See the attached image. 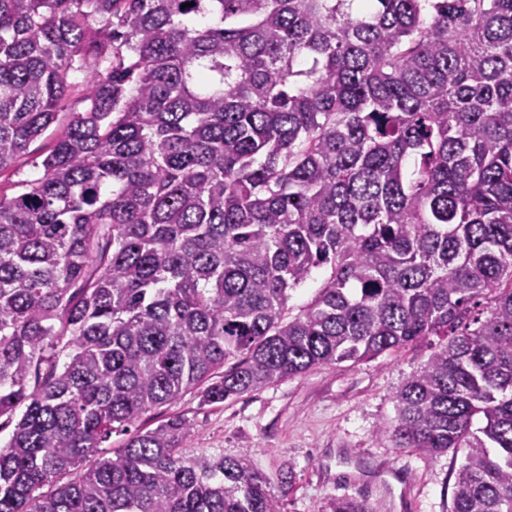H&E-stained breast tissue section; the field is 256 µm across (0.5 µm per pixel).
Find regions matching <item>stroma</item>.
<instances>
[{
  "label": "stroma",
  "instance_id": "stroma-1",
  "mask_svg": "<svg viewBox=\"0 0 512 512\" xmlns=\"http://www.w3.org/2000/svg\"><path fill=\"white\" fill-rule=\"evenodd\" d=\"M66 121L59 116L0 174L1 193L14 195L19 181L41 175L43 154ZM430 353L417 344L353 365L320 367L220 406L200 405L189 391L155 410L146 425L183 415L194 425L193 447L249 459L274 490L280 473L292 469L283 512H316L332 496L365 498L372 512H450L462 453L428 461L376 436L395 415V391Z\"/></svg>",
  "mask_w": 512,
  "mask_h": 512
}]
</instances>
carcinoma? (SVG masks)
<instances>
[{"mask_svg": "<svg viewBox=\"0 0 512 512\" xmlns=\"http://www.w3.org/2000/svg\"><path fill=\"white\" fill-rule=\"evenodd\" d=\"M81 74L0 194V512H281L142 418L433 337L378 436L512 512V0H0V175ZM68 111L59 114L58 122L53 124L45 134L38 140L34 141L27 153L19 157L14 166L3 173L0 177V191L9 197L20 190L17 183L21 180H30L42 175L41 161L42 154L51 146L54 139L60 133L62 124L67 122ZM328 275L325 268L313 271L312 276L303 285L294 291H290L288 306L296 313L301 307L306 306L315 296L318 288Z\"/></svg>", "mask_w": 512, "mask_h": 512, "instance_id": "1", "label": "carcinoma"}]
</instances>
